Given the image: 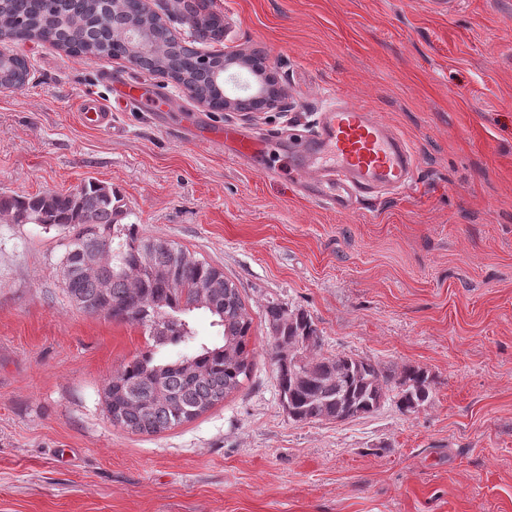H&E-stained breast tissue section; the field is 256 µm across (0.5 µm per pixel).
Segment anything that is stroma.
I'll return each mask as SVG.
<instances>
[{
    "instance_id": "obj_1",
    "label": "stroma",
    "mask_w": 512,
    "mask_h": 512,
    "mask_svg": "<svg viewBox=\"0 0 512 512\" xmlns=\"http://www.w3.org/2000/svg\"><path fill=\"white\" fill-rule=\"evenodd\" d=\"M224 38L265 52L288 98L211 112L126 58L0 40L27 60L0 87V195L118 191L142 235L223 270L252 320L253 365L197 419L152 434L112 424L102 391L148 347L144 327L64 291L63 234L0 223V512H512V0H210ZM149 102L125 106L123 80ZM345 96L401 132L405 192L339 213L295 175ZM113 106V130L81 103ZM234 126L242 161L197 141ZM301 309L317 353L431 378L416 412L387 397L345 421L281 404L268 302ZM217 143L229 142L236 156L241 158L252 157L260 154L263 150V145L252 137L243 134L233 128H224L223 134H218L209 141Z\"/></svg>"
}]
</instances>
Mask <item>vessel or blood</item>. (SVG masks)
Returning <instances> with one entry per match:
<instances>
[{
	"mask_svg": "<svg viewBox=\"0 0 512 512\" xmlns=\"http://www.w3.org/2000/svg\"><path fill=\"white\" fill-rule=\"evenodd\" d=\"M217 142L230 143L241 158L260 154L262 144L228 128ZM304 178L323 184L321 200L348 212L355 201L383 190L404 187L415 167V154L385 120L356 103L329 100L311 136L296 142Z\"/></svg>",
	"mask_w": 512,
	"mask_h": 512,
	"instance_id": "1",
	"label": "vessel or blood"
}]
</instances>
